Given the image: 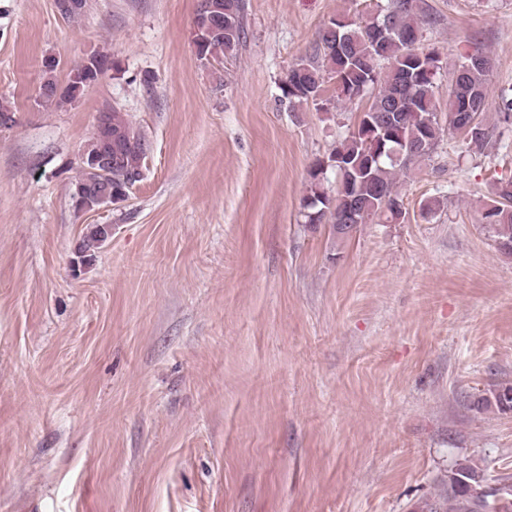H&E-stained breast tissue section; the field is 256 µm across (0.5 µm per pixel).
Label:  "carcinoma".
<instances>
[{
	"instance_id": "obj_1",
	"label": "carcinoma",
	"mask_w": 512,
	"mask_h": 512,
	"mask_svg": "<svg viewBox=\"0 0 512 512\" xmlns=\"http://www.w3.org/2000/svg\"><path fill=\"white\" fill-rule=\"evenodd\" d=\"M230 14L232 22L218 27L198 42L202 59L221 62L238 50L246 38L244 0H215ZM377 19L388 24V33L377 43L370 32L344 14L331 18L322 28L312 52L298 58L288 70L282 85L283 95L291 102L323 104L327 84L333 85L337 100L359 104L363 119L336 145L325 159L316 160L309 170L304 218L307 224H321L324 210L337 213L356 208L375 218L396 220L402 216L403 200L395 191L397 176L409 165L430 155L427 144L438 145L444 133H460L469 145L478 149L487 143L488 133L478 118L488 105L487 86L493 71L491 57L468 53L448 85V124L436 114V79L440 74L439 52L421 47L417 36L431 18L420 0H385ZM414 72L411 80L402 71ZM84 76L68 77L62 84L56 68L42 69V81L36 101L42 107L62 108L77 101L86 87ZM117 139L124 144L121 156L103 176L104 188L115 195L130 192L129 184L146 166L148 155L128 145L127 132L147 140L134 127L126 113L115 106L101 109ZM396 113L395 124L387 127L384 140L377 139L368 120ZM336 177V189L329 186L327 173ZM482 223L492 234L498 250L512 254V178L498 182L493 197L482 212ZM106 234L92 225L86 228L78 252L94 258ZM483 407L495 406L512 412V383L498 385L481 398ZM488 475L483 466L469 459L455 462L448 470L445 494L424 503L426 512H485L486 503L478 493Z\"/></svg>"
}]
</instances>
